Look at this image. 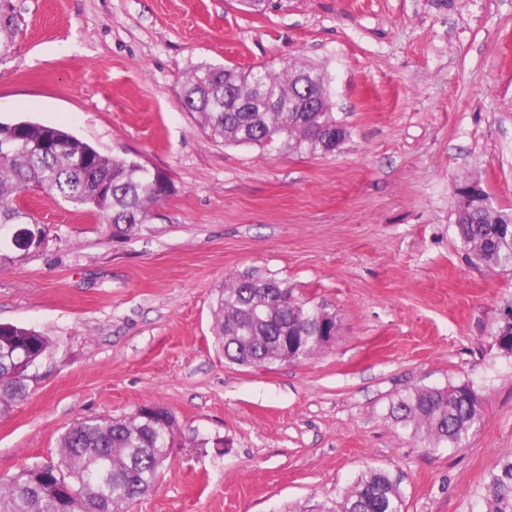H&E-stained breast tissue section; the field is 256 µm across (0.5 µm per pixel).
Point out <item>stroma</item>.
<instances>
[{"label":"stroma","instance_id":"1","mask_svg":"<svg viewBox=\"0 0 512 512\" xmlns=\"http://www.w3.org/2000/svg\"><path fill=\"white\" fill-rule=\"evenodd\" d=\"M0 121L62 128L162 171L172 194L126 238L30 188L49 227L0 265V323L59 344L29 396L0 413V482L58 457L87 416L158 404L179 442L130 512H286L388 473L404 512H478L512 451V354L495 333L512 271L479 265L455 189L479 180L512 212V0H12ZM322 66L347 139L309 156L213 139L185 112L196 66ZM287 282L338 331L301 362L225 360L216 299L244 271ZM470 385L483 420L460 448L393 428L415 387ZM209 439L196 447L195 438Z\"/></svg>","mask_w":512,"mask_h":512}]
</instances>
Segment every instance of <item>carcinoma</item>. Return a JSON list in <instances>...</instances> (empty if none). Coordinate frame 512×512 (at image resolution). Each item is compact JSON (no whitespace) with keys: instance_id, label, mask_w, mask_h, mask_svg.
Segmentation results:
<instances>
[{"instance_id":"obj_1","label":"carcinoma","mask_w":512,"mask_h":512,"mask_svg":"<svg viewBox=\"0 0 512 512\" xmlns=\"http://www.w3.org/2000/svg\"><path fill=\"white\" fill-rule=\"evenodd\" d=\"M18 16L0 12V57L10 52ZM306 81L319 110L300 111L295 93ZM182 106L203 131L233 145H258L326 156L346 139L334 116L329 79L323 69L289 61L279 70L202 64L185 78ZM72 140L63 153L35 148L54 138ZM17 140L31 148L0 153V226L34 222L16 204L17 195L35 187L91 210L116 233L141 231L154 208L173 192L159 170L135 160L108 157L57 127L24 123ZM469 253L491 269L512 270V215L488 211L479 202L455 219ZM336 315L292 299L274 277H234L217 299L214 333L224 358L242 366L281 360L284 340L295 345V360L321 350V337L336 335ZM26 353L29 366L0 364V413L27 397L31 370L50 357L55 345L31 328L0 323V345ZM391 423L427 448H461L483 418V403L472 387H418L392 405ZM175 416L158 405L138 407L128 416L87 417L59 439L55 463L24 467L0 483V512H126L151 491L177 445ZM486 512H512V451L492 468L482 494ZM293 512H403L397 484L383 470L362 471L338 498L302 505Z\"/></svg>"}]
</instances>
